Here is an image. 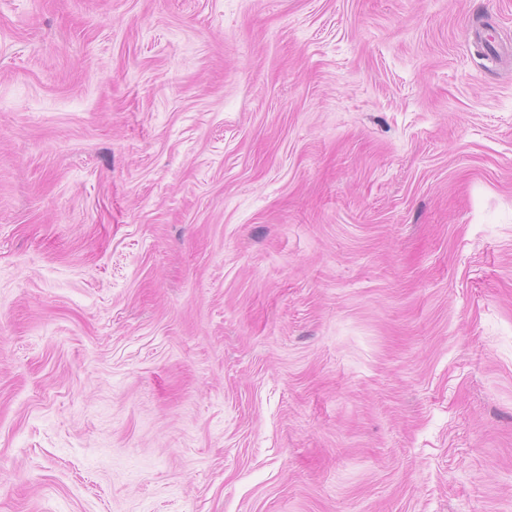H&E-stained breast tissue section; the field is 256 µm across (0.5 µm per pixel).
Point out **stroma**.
<instances>
[{
  "mask_svg": "<svg viewBox=\"0 0 512 512\" xmlns=\"http://www.w3.org/2000/svg\"><path fill=\"white\" fill-rule=\"evenodd\" d=\"M0 512H512V0H0Z\"/></svg>",
  "mask_w": 512,
  "mask_h": 512,
  "instance_id": "obj_1",
  "label": "stroma"
}]
</instances>
